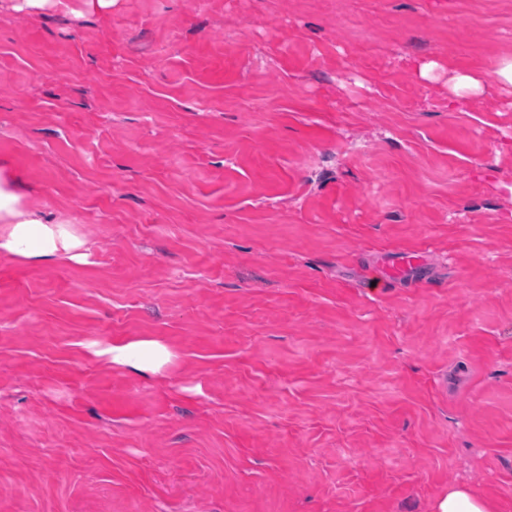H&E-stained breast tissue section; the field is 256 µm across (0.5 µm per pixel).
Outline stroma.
<instances>
[{
  "label": "stroma",
  "mask_w": 512,
  "mask_h": 512,
  "mask_svg": "<svg viewBox=\"0 0 512 512\" xmlns=\"http://www.w3.org/2000/svg\"><path fill=\"white\" fill-rule=\"evenodd\" d=\"M512 0H0V512H512ZM164 341L159 375L115 339ZM72 222L47 212L0 163V256L39 265L86 264L91 254ZM99 354L107 357L112 364L150 374L162 373L173 358L170 348L156 338L115 340ZM435 512H492L484 498L466 489L448 492L435 504Z\"/></svg>",
  "instance_id": "obj_1"
}]
</instances>
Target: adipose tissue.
<instances>
[{
	"label": "adipose tissue",
	"instance_id": "1",
	"mask_svg": "<svg viewBox=\"0 0 512 512\" xmlns=\"http://www.w3.org/2000/svg\"><path fill=\"white\" fill-rule=\"evenodd\" d=\"M0 256L39 265L56 261L88 263L85 240L70 221L47 212L22 189L12 171L0 164ZM113 364L159 374L173 353L155 338L119 339L103 349Z\"/></svg>",
	"mask_w": 512,
	"mask_h": 512
}]
</instances>
